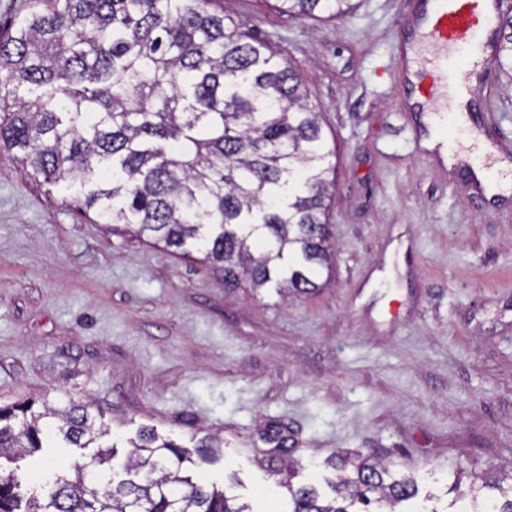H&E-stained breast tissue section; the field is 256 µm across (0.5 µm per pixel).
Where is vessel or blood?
Masks as SVG:
<instances>
[{
    "mask_svg": "<svg viewBox=\"0 0 512 512\" xmlns=\"http://www.w3.org/2000/svg\"><path fill=\"white\" fill-rule=\"evenodd\" d=\"M503 13L502 0H400L396 25L405 40L392 53L400 94L406 111L429 116L437 150L474 151L455 143L444 117L482 83L501 43Z\"/></svg>",
    "mask_w": 512,
    "mask_h": 512,
    "instance_id": "vessel-or-blood-1",
    "label": "vessel or blood"
}]
</instances>
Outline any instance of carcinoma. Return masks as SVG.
<instances>
[{
	"label": "carcinoma",
	"mask_w": 512,
	"mask_h": 512,
	"mask_svg": "<svg viewBox=\"0 0 512 512\" xmlns=\"http://www.w3.org/2000/svg\"><path fill=\"white\" fill-rule=\"evenodd\" d=\"M291 18L347 17L351 0H274ZM495 63L512 73V13L501 19ZM38 89L33 99L17 97ZM0 152L47 183L66 181L84 212L167 252L191 251L226 288L271 283L318 288L333 252L328 158L333 151L299 75L271 45L225 22L220 0H33L0 34ZM26 400L0 404V460L43 448L40 421L55 418L66 444L87 448L107 431L88 407ZM129 477L101 485L97 467L56 476L44 501L21 508V484L0 477V512H248L224 491L182 475L190 452L149 428L131 443ZM335 496L288 486L290 512L397 507L419 492L368 458L340 457ZM471 512H512V483L483 479Z\"/></svg>",
	"instance_id": "obj_1"
}]
</instances>
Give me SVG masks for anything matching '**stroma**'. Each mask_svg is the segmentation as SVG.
Segmentation results:
<instances>
[{"label":"stroma","instance_id":"1","mask_svg":"<svg viewBox=\"0 0 512 512\" xmlns=\"http://www.w3.org/2000/svg\"><path fill=\"white\" fill-rule=\"evenodd\" d=\"M353 4L332 21L222 3L302 75L336 145L335 257L315 293L227 289L0 153V399L88 404L116 453L101 482L144 426L189 449L217 436L183 472L250 512H289L292 485L331 496L339 455L417 477L407 512H445L454 480L512 475V202L416 148L391 60L398 4ZM487 71L481 135L512 162V79ZM95 454L53 441L8 469L40 498Z\"/></svg>","mask_w":512,"mask_h":512}]
</instances>
